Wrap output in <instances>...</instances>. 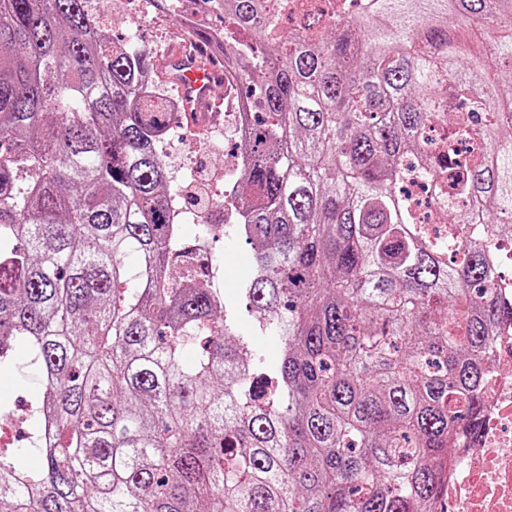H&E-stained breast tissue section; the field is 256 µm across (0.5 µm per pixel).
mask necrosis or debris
I'll return each instance as SVG.
<instances>
[{
	"label": "necrosis or debris",
	"mask_w": 512,
	"mask_h": 512,
	"mask_svg": "<svg viewBox=\"0 0 512 512\" xmlns=\"http://www.w3.org/2000/svg\"><path fill=\"white\" fill-rule=\"evenodd\" d=\"M228 125L237 138H244L245 112L217 114L200 131L188 126L181 140L197 151L219 155ZM492 365L482 388L480 431L462 440L442 471L443 491L435 512H512V323L504 324L493 339Z\"/></svg>",
	"instance_id": "1"
}]
</instances>
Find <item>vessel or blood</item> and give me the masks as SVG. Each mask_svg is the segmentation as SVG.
<instances>
[{
	"label": "vessel or blood",
	"instance_id": "b4317fda",
	"mask_svg": "<svg viewBox=\"0 0 512 512\" xmlns=\"http://www.w3.org/2000/svg\"><path fill=\"white\" fill-rule=\"evenodd\" d=\"M166 62L178 67L177 84L185 111H219L220 104L213 99L212 89L224 79V62L207 38L198 36L173 45Z\"/></svg>",
	"mask_w": 512,
	"mask_h": 512
}]
</instances>
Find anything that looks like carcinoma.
Masks as SVG:
<instances>
[{
    "instance_id": "cac0c4a2",
    "label": "carcinoma",
    "mask_w": 512,
    "mask_h": 512,
    "mask_svg": "<svg viewBox=\"0 0 512 512\" xmlns=\"http://www.w3.org/2000/svg\"><path fill=\"white\" fill-rule=\"evenodd\" d=\"M193 2L224 11L257 112L214 204L251 246L245 327L172 269L200 203L171 188L174 117L148 109L173 81L90 0H0V366L21 343L43 391L42 468L0 454V512H427L512 320L480 231L512 238V0L312 7L288 35L272 0ZM432 125L476 147L437 167Z\"/></svg>"
}]
</instances>
